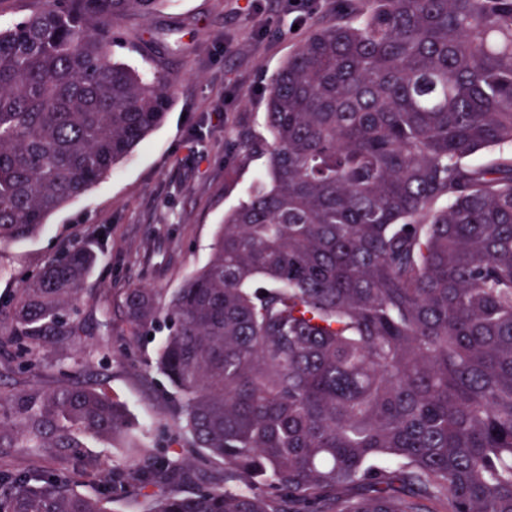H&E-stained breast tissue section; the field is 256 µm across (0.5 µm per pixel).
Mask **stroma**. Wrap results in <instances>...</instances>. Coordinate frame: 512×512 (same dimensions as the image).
Returning a JSON list of instances; mask_svg holds the SVG:
<instances>
[{
  "label": "stroma",
  "instance_id": "1",
  "mask_svg": "<svg viewBox=\"0 0 512 512\" xmlns=\"http://www.w3.org/2000/svg\"><path fill=\"white\" fill-rule=\"evenodd\" d=\"M336 14V0H314L292 26L285 0H164L150 22L148 47L132 45L135 23L121 27L116 57L167 73L171 107L163 121L100 184L53 214L34 237L0 247V309L21 281L62 247L106 229L81 303L85 335L43 344L38 368L20 372L26 354L0 347V393H35L82 381L125 405L143 450L171 458L175 394L154 369L162 333L132 338L122 300L145 286L170 295L207 263L224 215L244 200L264 169L246 150L264 135L270 80L311 29Z\"/></svg>",
  "mask_w": 512,
  "mask_h": 512
}]
</instances>
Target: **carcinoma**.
<instances>
[{
    "label": "carcinoma",
    "instance_id": "carcinoma-1",
    "mask_svg": "<svg viewBox=\"0 0 512 512\" xmlns=\"http://www.w3.org/2000/svg\"><path fill=\"white\" fill-rule=\"evenodd\" d=\"M162 0H39L0 26V246L106 179L171 106L165 71L112 57ZM265 171L207 264L165 301L131 288L134 336L190 460L91 469L88 438L138 451L125 409L69 375L0 397V512H512V0H336L271 78ZM96 262L69 246L9 302L0 347L81 330ZM45 453L39 448H0V464L25 471L45 462Z\"/></svg>",
    "mask_w": 512,
    "mask_h": 512
}]
</instances>
